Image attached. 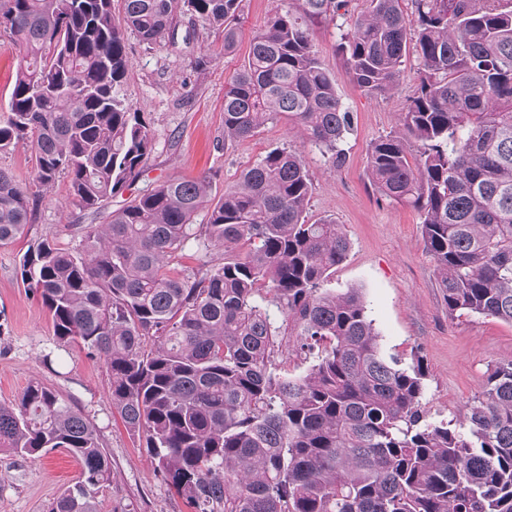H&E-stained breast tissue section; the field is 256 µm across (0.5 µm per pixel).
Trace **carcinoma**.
I'll return each instance as SVG.
<instances>
[{"label":"carcinoma","instance_id":"1","mask_svg":"<svg viewBox=\"0 0 512 512\" xmlns=\"http://www.w3.org/2000/svg\"><path fill=\"white\" fill-rule=\"evenodd\" d=\"M242 2L0 0V34L20 58L0 154L31 140L37 184L67 176L80 211L107 221L78 225L72 248L32 239L20 259L57 349L103 360L112 407L192 512H512V362L489 368L459 426L428 420L422 359L385 358L361 292L323 288L350 242L335 221L306 219L302 153L268 151L197 228L205 177L106 212L154 148L120 97L127 32L172 42L189 13L223 29L230 52ZM347 2L288 0L252 36L224 88L225 137L245 141L286 113L331 168L344 165L350 112L309 30ZM410 2L370 0L340 44L373 97L399 81L409 49L420 60L400 130L371 145L367 174L419 213L448 314L512 323V0ZM36 207L0 168V245L28 233ZM192 241L224 248V263L175 272ZM286 334L313 358L302 374L276 366ZM58 448L81 471L49 512H97L111 462L96 427L38 380L0 405V450L36 459Z\"/></svg>","mask_w":512,"mask_h":512}]
</instances>
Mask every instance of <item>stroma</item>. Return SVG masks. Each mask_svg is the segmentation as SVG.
Here are the masks:
<instances>
[{
	"instance_id": "obj_1",
	"label": "stroma",
	"mask_w": 512,
	"mask_h": 512,
	"mask_svg": "<svg viewBox=\"0 0 512 512\" xmlns=\"http://www.w3.org/2000/svg\"><path fill=\"white\" fill-rule=\"evenodd\" d=\"M281 6V0H243L238 43L229 53L223 33L198 20L182 21L173 43L147 44L128 35L131 67L121 93L142 112L154 150L143 173L113 195L109 208L118 210L165 180L203 175L209 197L216 200L270 149L302 152L313 183L310 220H335L351 242L329 287L360 289L383 354L405 365L421 355L426 370L422 407L428 419L456 423L480 394L489 367L512 360V324L476 314L449 315L419 214L380 197L368 179V150L380 136L398 130V116L419 82L420 61L408 53L394 91L370 97L359 90L338 45L368 2L348 0L345 15L310 30L313 48L334 75L336 93L352 115L345 165L330 168L306 130L285 117L266 123L246 141H227L224 87L244 64L252 35ZM81 221L69 202V181L61 177L40 191L28 236L0 245V403L17 401L38 379L95 424L112 465L111 485L98 498V512H190L155 476L142 440L125 428L113 408L104 363L76 347L63 364L43 362L54 349L50 316L22 284L19 260L30 239L48 233L72 246L69 227ZM79 473V464L62 451L36 460L0 451V512H47Z\"/></svg>"
}]
</instances>
